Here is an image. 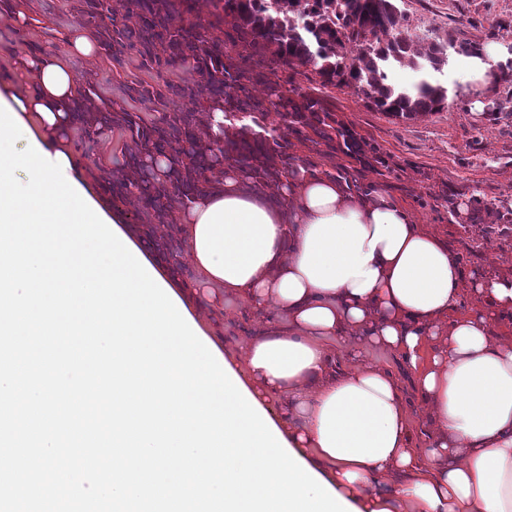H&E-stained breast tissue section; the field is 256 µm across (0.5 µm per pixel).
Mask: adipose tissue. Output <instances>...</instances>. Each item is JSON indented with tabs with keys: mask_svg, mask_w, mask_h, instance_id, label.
Instances as JSON below:
<instances>
[{
	"mask_svg": "<svg viewBox=\"0 0 512 512\" xmlns=\"http://www.w3.org/2000/svg\"><path fill=\"white\" fill-rule=\"evenodd\" d=\"M0 74V98L113 223L126 221L113 182L71 157L78 80L42 52L17 56ZM219 190L180 209L187 262L134 237L214 345L213 317L231 298L260 316L246 361L224 359L311 469L358 512H512V337L495 341L512 315V273L472 275L432 232L380 191L304 173L277 195L225 166ZM404 361L425 406L416 438L397 379L363 363L335 367L336 346L359 341Z\"/></svg>",
	"mask_w": 512,
	"mask_h": 512,
	"instance_id": "obj_1",
	"label": "adipose tissue"
}]
</instances>
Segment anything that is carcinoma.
<instances>
[{
    "mask_svg": "<svg viewBox=\"0 0 512 512\" xmlns=\"http://www.w3.org/2000/svg\"><path fill=\"white\" fill-rule=\"evenodd\" d=\"M99 50L118 64L133 50L141 66L158 72L174 66L193 71L191 83L131 80L127 97L148 115L99 97L92 83L83 89L87 110L77 108L83 133L79 162L88 174L106 169L94 158L99 141L118 128L140 146L122 152L123 165L142 169L140 194L112 187L115 198L134 208L132 224L150 236L168 223L166 201L179 195L191 204L205 189L220 184L211 175L233 161L258 186L288 179L303 168L352 184L348 167L318 170L326 153L384 164L379 148L336 111L333 92L353 88L365 104L385 115L414 120L448 105V90L422 77L409 88L389 81L396 67L423 69L425 59L440 72L449 53L423 45L405 31V17L393 0H215L214 38L193 17L192 0H71ZM135 17L131 28L126 19ZM263 93H253L255 86ZM220 105L224 127L236 131L226 142H212L197 112ZM274 112L279 122L267 124ZM169 159L167 179L159 182L143 167L146 157Z\"/></svg>",
    "mask_w": 512,
    "mask_h": 512,
    "instance_id": "cac0c4a2",
    "label": "carcinoma"
}]
</instances>
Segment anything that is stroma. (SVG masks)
Returning <instances> with one entry per match:
<instances>
[{
  "label": "stroma",
  "mask_w": 512,
  "mask_h": 512,
  "mask_svg": "<svg viewBox=\"0 0 512 512\" xmlns=\"http://www.w3.org/2000/svg\"><path fill=\"white\" fill-rule=\"evenodd\" d=\"M24 25L0 10V71L11 70L15 55L36 45L64 61L80 81L96 86L100 97L124 102L122 82L134 74L156 80L139 68L135 53L123 64L104 56L86 60L70 55L68 42L80 23L67 0H31ZM407 27L420 40L479 43L491 56L512 46V0H404ZM437 78L448 89L447 109L414 121H398L374 111L353 89L336 90V108L357 130L375 140L387 166L378 173L359 169L361 186L384 190L416 223L439 235L466 270L512 271V225L501 224L499 209H512V113L494 103L512 97V76H493L487 86L472 84L458 54ZM494 200L495 209L474 210L473 199ZM218 328L238 355L249 335L262 328L246 302L227 301Z\"/></svg>",
  "instance_id": "1"
}]
</instances>
